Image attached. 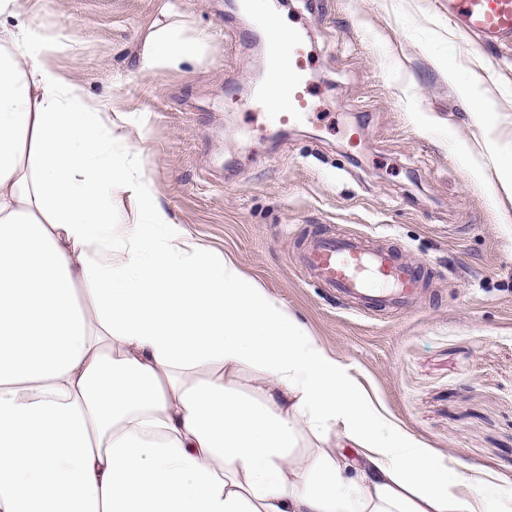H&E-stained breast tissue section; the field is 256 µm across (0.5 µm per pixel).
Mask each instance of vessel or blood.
Wrapping results in <instances>:
<instances>
[{"label":"vessel or blood","mask_w":512,"mask_h":512,"mask_svg":"<svg viewBox=\"0 0 512 512\" xmlns=\"http://www.w3.org/2000/svg\"><path fill=\"white\" fill-rule=\"evenodd\" d=\"M448 19L476 37L479 48L512 42V0H448ZM269 54V78L259 97L272 122L288 124L310 107L308 66L301 32L273 16L262 20ZM310 279L350 299L360 309L399 308L417 295V267L401 262L386 247H370L354 236L316 239L302 256Z\"/></svg>","instance_id":"1"}]
</instances>
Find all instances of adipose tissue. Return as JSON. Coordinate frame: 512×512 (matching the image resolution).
<instances>
[{"mask_svg": "<svg viewBox=\"0 0 512 512\" xmlns=\"http://www.w3.org/2000/svg\"><path fill=\"white\" fill-rule=\"evenodd\" d=\"M50 50L0 0V512H512L265 288L167 232L107 105ZM203 50L156 25L138 69Z\"/></svg>", "mask_w": 512, "mask_h": 512, "instance_id": "1", "label": "adipose tissue"}]
</instances>
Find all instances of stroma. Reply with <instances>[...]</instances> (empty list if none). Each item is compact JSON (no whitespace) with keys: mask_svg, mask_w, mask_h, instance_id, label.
<instances>
[{"mask_svg":"<svg viewBox=\"0 0 512 512\" xmlns=\"http://www.w3.org/2000/svg\"><path fill=\"white\" fill-rule=\"evenodd\" d=\"M206 42L141 74L162 0H26L52 65L109 102L127 159L171 231L232 260L344 361L372 403L434 456L512 489V47L478 50L448 0H291L312 45L310 121L284 136L253 97L263 30L243 0H174ZM360 236L423 268L404 311L354 312L310 281L316 236Z\"/></svg>","mask_w":512,"mask_h":512,"instance_id":"stroma-1","label":"stroma"}]
</instances>
